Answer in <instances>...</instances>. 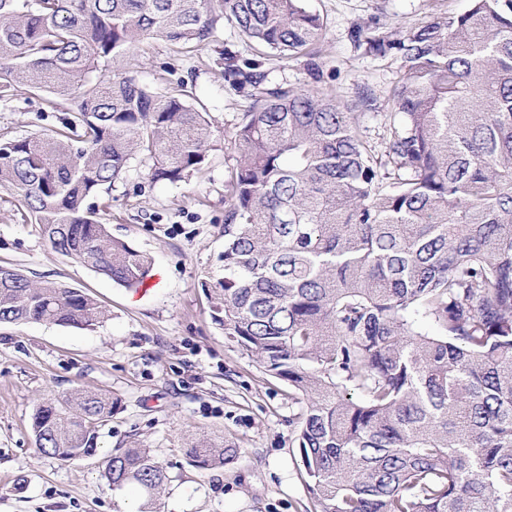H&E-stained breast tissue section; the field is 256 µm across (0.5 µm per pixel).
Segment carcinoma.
<instances>
[{"label": "carcinoma", "mask_w": 512, "mask_h": 512, "mask_svg": "<svg viewBox=\"0 0 512 512\" xmlns=\"http://www.w3.org/2000/svg\"><path fill=\"white\" fill-rule=\"evenodd\" d=\"M226 23L260 55H302L325 31L303 0H0V99L22 83L66 106L62 128L0 139V189L54 250L120 286L146 276L87 200L138 157L152 182L184 180L211 125L182 84L104 72L145 37L190 52ZM351 37L398 63L379 151L361 113L269 88L260 61L224 49V80L253 93L232 134L213 320L308 398L298 445L320 512H512V0ZM104 318L84 292L0 266L1 325ZM112 407L82 389L41 404L39 451L95 455ZM185 456L224 468L237 448L202 438ZM105 475L155 512L165 475L145 450L112 454Z\"/></svg>", "instance_id": "obj_1"}]
</instances>
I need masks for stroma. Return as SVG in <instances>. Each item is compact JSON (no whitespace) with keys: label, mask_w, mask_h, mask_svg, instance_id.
I'll list each match as a JSON object with an SVG mask.
<instances>
[{"label":"stroma","mask_w":512,"mask_h":512,"mask_svg":"<svg viewBox=\"0 0 512 512\" xmlns=\"http://www.w3.org/2000/svg\"><path fill=\"white\" fill-rule=\"evenodd\" d=\"M464 5L305 0L307 9L323 17L325 35L311 57L263 58L266 83L330 91L355 112H363L360 89H371L377 109L363 113V125L371 143L379 144L383 115L393 109L397 64L393 57L357 49L351 28L396 33ZM228 47L253 55L249 41L227 25L191 54L148 38L113 66L161 90L184 83L213 131L205 162L184 181L151 183L147 162L137 159L91 199L114 238L150 257V271L136 286L117 285L56 252L40 225L27 221L18 197L0 191V265L80 289L106 311L91 328L0 325V512H126L136 503L133 487L112 489L104 471L112 452L132 447L145 449L166 475L160 512H319L297 440L306 397L270 377L211 317L207 290L224 275L231 133L251 105L248 90L232 88L221 74ZM63 118L25 85L0 101V134L49 133L61 128ZM75 389L109 394L114 409L98 429L96 455L63 462L40 453L32 417L40 404ZM203 436L235 445L236 462L209 471L189 465L185 444Z\"/></svg>","instance_id":"1"}]
</instances>
